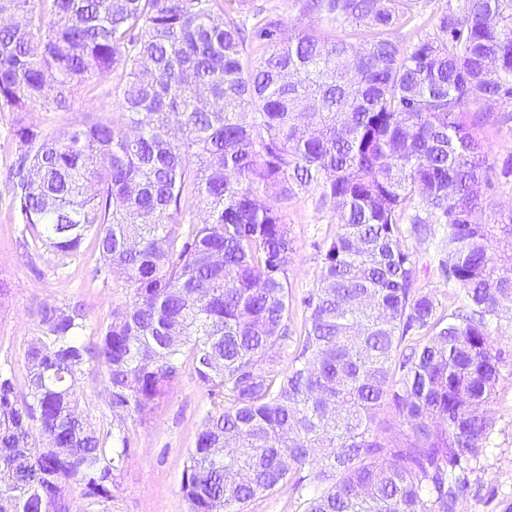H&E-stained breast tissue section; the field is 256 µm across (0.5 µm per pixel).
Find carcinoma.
<instances>
[{
    "mask_svg": "<svg viewBox=\"0 0 512 512\" xmlns=\"http://www.w3.org/2000/svg\"><path fill=\"white\" fill-rule=\"evenodd\" d=\"M295 2L324 31L247 0H0L23 17L0 24L22 234L61 259L94 240L128 297L92 340L83 309L38 307L27 393L0 369V512H71L74 486L100 512L126 420L187 362L224 399L183 468L189 512L285 485L302 512H457L504 363L490 323L512 304V209L475 219L494 188L479 131L512 120L481 109L512 104V0H458L414 42L408 0ZM116 74L120 120L48 132L34 116ZM302 195L338 230L296 335ZM405 224L438 234L460 305L418 286ZM91 365L108 429L81 407Z\"/></svg>",
    "mask_w": 512,
    "mask_h": 512,
    "instance_id": "1",
    "label": "carcinoma"
}]
</instances>
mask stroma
<instances>
[{"label":"stroma","mask_w":512,"mask_h":512,"mask_svg":"<svg viewBox=\"0 0 512 512\" xmlns=\"http://www.w3.org/2000/svg\"><path fill=\"white\" fill-rule=\"evenodd\" d=\"M94 86V91L81 94L71 111L40 113L43 127L53 130L87 116H113L108 94L112 80L100 79ZM12 125V114L0 112V282L7 285L0 295V363L9 364L16 391L22 394L27 381L25 351L38 334L35 311L39 306L82 305L87 313L85 334L92 337L112 309L124 303L125 294L97 275L99 254L92 242H85L82 252L63 264L52 253L33 256L27 251L9 180L15 152ZM288 223L296 248L288 275L292 293L288 322L297 331L307 316L303 299L313 287L321 255L337 224L332 212L315 211L303 197L289 207ZM436 241L433 235H409L404 244L426 269L420 281L424 291L451 305L457 290L438 271ZM491 334L506 362L489 406L487 448L468 465L469 487L457 512H503L512 503V316L492 321ZM212 406V398L187 368L152 414L141 421H127L129 455L107 512H188L180 490L182 471L195 446L200 420Z\"/></svg>","instance_id":"stroma-1"}]
</instances>
